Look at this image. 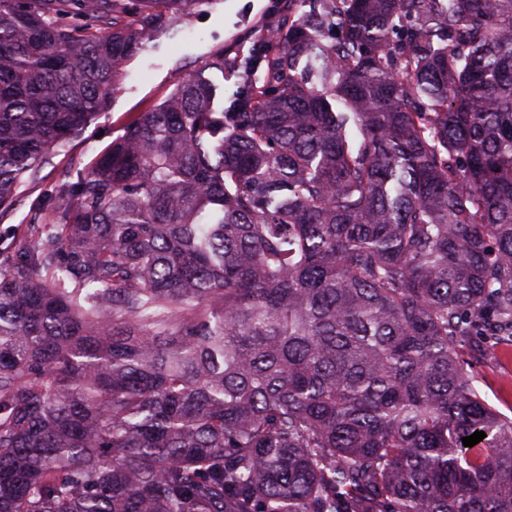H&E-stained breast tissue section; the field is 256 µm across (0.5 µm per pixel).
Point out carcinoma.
Returning <instances> with one entry per match:
<instances>
[{
	"label": "carcinoma",
	"mask_w": 512,
	"mask_h": 512,
	"mask_svg": "<svg viewBox=\"0 0 512 512\" xmlns=\"http://www.w3.org/2000/svg\"><path fill=\"white\" fill-rule=\"evenodd\" d=\"M200 2L0 0V210ZM273 28L0 261V512H512L458 356L512 341V0Z\"/></svg>",
	"instance_id": "obj_1"
}]
</instances>
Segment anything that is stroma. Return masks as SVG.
I'll use <instances>...</instances> for the list:
<instances>
[{
    "label": "stroma",
    "instance_id": "obj_1",
    "mask_svg": "<svg viewBox=\"0 0 512 512\" xmlns=\"http://www.w3.org/2000/svg\"><path fill=\"white\" fill-rule=\"evenodd\" d=\"M287 12L288 0H201L153 33L144 49L122 64L105 109L48 160L39 180L19 189L12 209L0 214V235L28 224L62 180L76 179L129 123L161 104L188 78L203 75L218 86V102H228L238 89L237 79L209 68V61L222 52L248 56L254 43L268 36L272 22ZM460 352L481 396L512 417V347L483 353L465 342Z\"/></svg>",
    "mask_w": 512,
    "mask_h": 512
}]
</instances>
